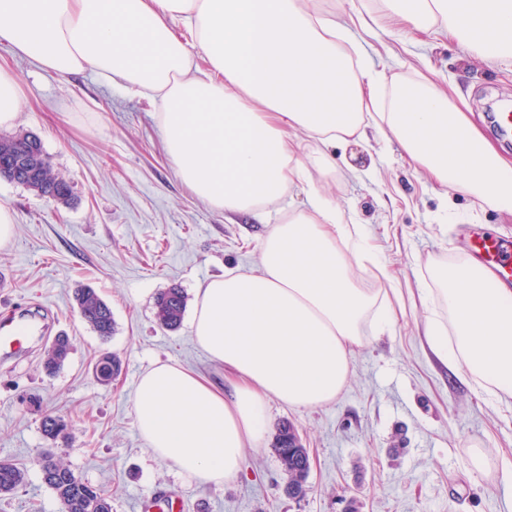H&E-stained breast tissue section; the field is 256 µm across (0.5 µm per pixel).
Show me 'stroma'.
Masks as SVG:
<instances>
[{"instance_id": "stroma-1", "label": "stroma", "mask_w": 512, "mask_h": 512, "mask_svg": "<svg viewBox=\"0 0 512 512\" xmlns=\"http://www.w3.org/2000/svg\"><path fill=\"white\" fill-rule=\"evenodd\" d=\"M364 46L375 65L403 81L425 76L463 95L483 134L491 132L490 107L501 98L512 103V59L491 63L445 38L406 45L393 29ZM0 67L22 90L16 132L38 135L73 189L63 205L0 179V206L16 224L0 247V320L24 316L41 327L18 352L0 354V459L24 472L23 483L0 496V512H62L42 480L39 459L48 450L101 488L112 512H139L140 500L155 492L179 496L186 512H512V483L501 473L503 460H512V408L485 402L435 359L423 301L432 268L467 259L463 226L512 238L511 217L467 195L442 197L399 142L376 128L363 141L330 148L355 173L327 177L314 169L311 178L371 235L403 311L393 334L354 349L353 371L335 401L296 409L268 400L263 445L245 449L237 478L205 483L157 459L135 426V385L154 363L224 380L194 342L190 322L175 331L158 326L156 297L173 284L191 297L212 276L256 268L261 240L279 215L262 224L195 197L166 156L147 100L88 71L65 77L41 69L1 43ZM81 284L112 309L108 342L78 314L73 292ZM61 333L73 349L49 375L43 359ZM106 351L123 362L109 385L95 374ZM47 410L68 420V442L44 438ZM284 421L312 460L300 500L288 496L273 448ZM476 452L484 459L479 470L471 464Z\"/></svg>"}]
</instances>
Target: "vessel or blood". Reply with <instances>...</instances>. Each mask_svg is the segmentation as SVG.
<instances>
[{
    "instance_id": "1",
    "label": "vessel or blood",
    "mask_w": 512,
    "mask_h": 512,
    "mask_svg": "<svg viewBox=\"0 0 512 512\" xmlns=\"http://www.w3.org/2000/svg\"><path fill=\"white\" fill-rule=\"evenodd\" d=\"M465 247L494 288L512 286V239L498 236L485 228L469 230Z\"/></svg>"
}]
</instances>
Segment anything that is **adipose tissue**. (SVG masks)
<instances>
[{
  "mask_svg": "<svg viewBox=\"0 0 512 512\" xmlns=\"http://www.w3.org/2000/svg\"><path fill=\"white\" fill-rule=\"evenodd\" d=\"M398 20L512 58V0H372L348 23L302 0H0V40L43 69L93 71L161 104L166 155L193 194L216 209L282 220L260 264L196 290L194 340L223 368L224 386L177 363L141 374L140 435L186 476L238 475L260 447L268 399L328 404L345 387L367 335L391 331V272L363 225L311 181L337 171L327 146L363 140L376 126L402 145L441 192L473 196L512 215V162L434 81L413 84L375 68L353 30ZM321 152H301L302 139ZM302 187L304 207L287 205ZM375 270L382 291L358 287L351 265ZM430 350L491 403L512 400V290H491L468 262L437 267Z\"/></svg>",
  "mask_w": 512,
  "mask_h": 512,
  "instance_id": "adipose-tissue-1",
  "label": "adipose tissue"
}]
</instances>
